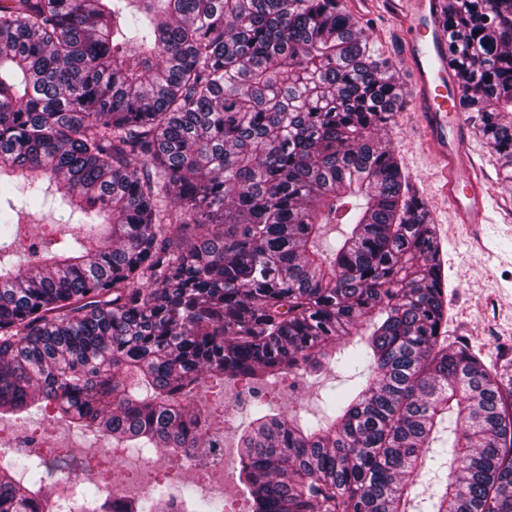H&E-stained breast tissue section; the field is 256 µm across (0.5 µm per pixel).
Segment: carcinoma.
Listing matches in <instances>:
<instances>
[{"label":"carcinoma","instance_id":"obj_1","mask_svg":"<svg viewBox=\"0 0 512 512\" xmlns=\"http://www.w3.org/2000/svg\"><path fill=\"white\" fill-rule=\"evenodd\" d=\"M444 25L511 181L512 0H446ZM404 100L340 0H0V199L79 221L22 268L0 205V415L52 404L191 464L212 445L202 390L333 364L352 385L314 419L251 403V512H512V356L445 336L427 204L375 137ZM49 472L0 450V512H224Z\"/></svg>","mask_w":512,"mask_h":512}]
</instances>
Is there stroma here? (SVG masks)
<instances>
[{
    "label": "stroma",
    "instance_id": "35a3bbf8",
    "mask_svg": "<svg viewBox=\"0 0 512 512\" xmlns=\"http://www.w3.org/2000/svg\"><path fill=\"white\" fill-rule=\"evenodd\" d=\"M345 8L368 24L376 47L392 59L398 81L409 84L408 60L403 23L394 0H343ZM419 116L413 104H405L389 132L388 143L408 177L410 187L426 202L440 245V257L448 293L449 340L465 339L484 361H494L498 353L512 349V182L505 181L496 154L479 137L469 136L471 163L484 177L490 221L481 225V240L456 229L449 220L444 191L446 178L438 162L429 154L418 134ZM27 205V204H26ZM22 242L70 237L74 229L57 216L27 205L21 217ZM290 378L263 387L262 392L275 412L288 416L314 409L317 396L334 385L333 373L309 379L299 389H291ZM43 434L49 447L47 459H66L76 470L92 471L96 478L114 487L140 484L151 487L158 481L175 486L198 485L204 493L222 494L224 512H249L250 502L242 491L238 469H231L223 487L213 477H199L186 468L161 459L144 469H134L129 459L104 454L100 445L83 441L61 421L38 414L27 418H0V442L8 444L19 435Z\"/></svg>",
    "mask_w": 512,
    "mask_h": 512
}]
</instances>
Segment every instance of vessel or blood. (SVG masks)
<instances>
[{"instance_id":"1","label":"vessel or blood","mask_w":512,"mask_h":512,"mask_svg":"<svg viewBox=\"0 0 512 512\" xmlns=\"http://www.w3.org/2000/svg\"><path fill=\"white\" fill-rule=\"evenodd\" d=\"M443 6L405 0L404 34L424 140L443 165L454 222L468 230L485 220L486 188L468 160L462 123L449 118L460 109L461 90L448 67Z\"/></svg>"}]
</instances>
